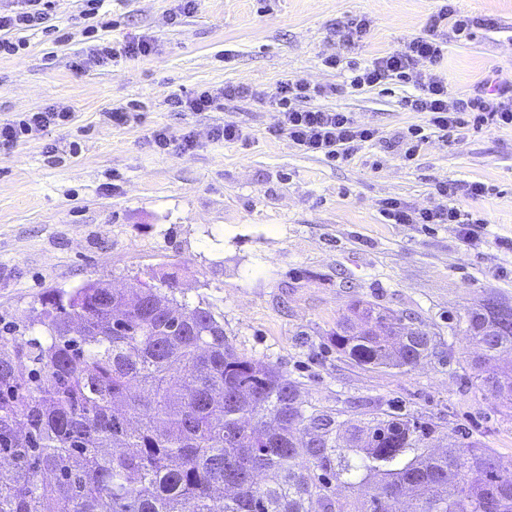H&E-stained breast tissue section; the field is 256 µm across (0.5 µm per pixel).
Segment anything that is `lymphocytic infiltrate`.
Wrapping results in <instances>:
<instances>
[{"mask_svg": "<svg viewBox=\"0 0 512 512\" xmlns=\"http://www.w3.org/2000/svg\"><path fill=\"white\" fill-rule=\"evenodd\" d=\"M15 2V11L0 14V54L14 55L22 49V42L10 40V33L43 24L53 0ZM470 26V18L459 14L453 5L446 2L430 17L425 34L412 37L400 49L387 52L375 58L371 64L352 70L346 80L349 88L355 91L395 80L414 85L415 94L406 97L404 104L411 111L427 114L428 120L426 129L409 128L410 145L403 153L405 160H413L418 151L429 144V135L433 132L445 142L468 127H512V86L484 84L471 93L452 96L448 93L447 82L436 72L444 57L445 28H453L460 35ZM155 52V43L146 38L129 41L118 48L106 42L76 57L74 66L79 70L102 67L121 55L148 57ZM252 94L250 87L227 84L217 89L171 95L168 104L175 112H207L223 108L225 101ZM327 94L326 87L301 79L281 82L270 97L271 105L278 112L277 122L270 133L275 137L288 136L305 152L346 161L365 143L378 140L380 132L373 126L356 124L350 113L318 106V99ZM69 117L67 108L47 107L26 113L22 119L0 123V145H14L21 138L63 123ZM436 192L444 198L443 206L414 209L399 199L389 198L383 202L381 214L393 224H456L460 227L463 243L473 244L470 230L473 218L470 213L455 206L453 199L461 192L472 198L485 196L489 192L488 186L482 182L465 185L441 182L437 184Z\"/></svg>", "mask_w": 512, "mask_h": 512, "instance_id": "lymphocytic-infiltrate-1", "label": "lymphocytic infiltrate"}]
</instances>
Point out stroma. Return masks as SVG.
Returning a JSON list of instances; mask_svg holds the SVG:
<instances>
[{"mask_svg":"<svg viewBox=\"0 0 512 512\" xmlns=\"http://www.w3.org/2000/svg\"><path fill=\"white\" fill-rule=\"evenodd\" d=\"M174 0H109L96 19L83 0H56L45 28L13 32L24 50L0 56V122L64 106L71 118L0 149V320L27 327L48 294L89 281L125 288L133 279L175 277L178 303L208 307L238 353L269 362L298 381L313 404L340 410L370 403L423 413L465 429L512 459V416L467 378L475 354L448 316L493 291L512 300V128L486 127L432 142L405 163L389 141L424 113L405 108L411 84L354 91L323 66L329 55L366 65L424 34L441 0H196L170 23ZM474 22L468 39L449 37L437 71L450 94L493 79L512 81V0H456ZM367 17L362 42L343 31ZM143 37L150 57H119L78 70L94 44ZM97 36V37H98ZM232 61H225V53ZM335 87L323 107L351 113L381 138L348 161L301 151L270 135L267 97L281 81ZM241 84L245 99L214 112H174L167 100ZM140 113L118 126L112 108ZM238 123L245 138L213 139ZM167 130V149L150 134ZM196 145L183 150L182 137ZM480 181L491 194L457 196L481 217L478 240L462 246L454 224H389L383 201L442 205L440 182ZM356 299L415 313L436 335L438 355L407 373L362 368L331 342Z\"/></svg>","mask_w":512,"mask_h":512,"instance_id":"1","label":"stroma"}]
</instances>
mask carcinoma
<instances>
[{"mask_svg": "<svg viewBox=\"0 0 512 512\" xmlns=\"http://www.w3.org/2000/svg\"><path fill=\"white\" fill-rule=\"evenodd\" d=\"M171 290L87 282L44 301L45 338L0 328V512H393L410 492L409 512H512V460L431 418L312 405ZM406 320L358 300L333 344L408 372L437 344ZM448 327L512 410V303L489 293Z\"/></svg>", "mask_w": 512, "mask_h": 512, "instance_id": "cac0c4a2", "label": "carcinoma"}]
</instances>
